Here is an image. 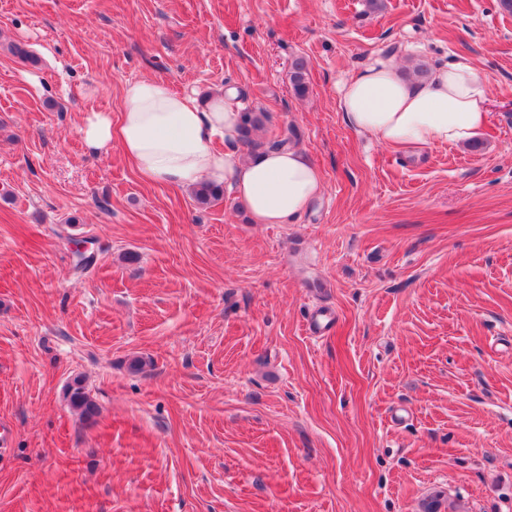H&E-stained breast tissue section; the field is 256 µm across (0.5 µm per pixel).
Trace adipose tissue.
<instances>
[{
    "label": "adipose tissue",
    "mask_w": 512,
    "mask_h": 512,
    "mask_svg": "<svg viewBox=\"0 0 512 512\" xmlns=\"http://www.w3.org/2000/svg\"><path fill=\"white\" fill-rule=\"evenodd\" d=\"M485 78L465 60L407 78L397 64L379 60L343 82L338 107L345 123L377 142L404 149L464 147L487 119ZM242 108L233 88L206 102L165 82L128 84L120 112H91L79 128L87 151L119 141L140 179L183 190L230 186L255 224H293L324 191L320 170L305 150L288 145L246 156L238 149Z\"/></svg>",
    "instance_id": "adipose-tissue-1"
}]
</instances>
